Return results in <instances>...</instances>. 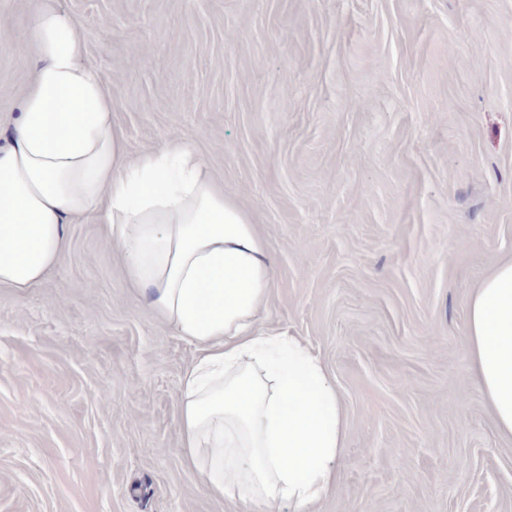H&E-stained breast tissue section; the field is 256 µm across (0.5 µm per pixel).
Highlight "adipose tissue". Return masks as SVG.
Wrapping results in <instances>:
<instances>
[{"mask_svg": "<svg viewBox=\"0 0 512 512\" xmlns=\"http://www.w3.org/2000/svg\"><path fill=\"white\" fill-rule=\"evenodd\" d=\"M32 3L34 77L0 147V288L40 282L68 224L101 217L127 280L196 348L179 423L200 486L266 512H311L341 482L347 414L306 342L256 328L274 280L256 224L188 144L129 157L74 21L58 0ZM468 349L512 438V258L470 296Z\"/></svg>", "mask_w": 512, "mask_h": 512, "instance_id": "obj_1", "label": "adipose tissue"}]
</instances>
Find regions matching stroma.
<instances>
[{"mask_svg":"<svg viewBox=\"0 0 512 512\" xmlns=\"http://www.w3.org/2000/svg\"><path fill=\"white\" fill-rule=\"evenodd\" d=\"M130 155L192 146L275 266L258 326L301 337L348 412L314 512H512V440L470 379L468 304L512 257V0H60ZM0 0V145L31 79ZM193 345L106 225L0 288V512H235L184 464Z\"/></svg>","mask_w":512,"mask_h":512,"instance_id":"35a3bbf8","label":"stroma"}]
</instances>
